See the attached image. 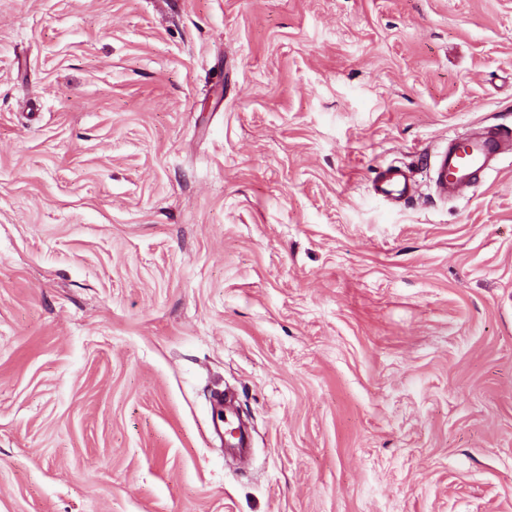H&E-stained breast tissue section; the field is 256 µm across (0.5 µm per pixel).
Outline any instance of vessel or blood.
Listing matches in <instances>:
<instances>
[{"label":"vessel or blood","mask_w":512,"mask_h":512,"mask_svg":"<svg viewBox=\"0 0 512 512\" xmlns=\"http://www.w3.org/2000/svg\"><path fill=\"white\" fill-rule=\"evenodd\" d=\"M512 154V127L498 124L480 129L469 136H450L442 152L435 156L430 179L439 198H456L474 186L480 178L497 171L502 160ZM416 182L410 170L387 165L379 170L372 189L383 198L401 201L412 198ZM218 406L215 428L225 435L229 448H244L248 437L237 425L234 400L227 395L216 396Z\"/></svg>","instance_id":"obj_1"}]
</instances>
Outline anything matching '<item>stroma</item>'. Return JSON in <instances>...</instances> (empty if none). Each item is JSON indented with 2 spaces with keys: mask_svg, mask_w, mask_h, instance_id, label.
Instances as JSON below:
<instances>
[{
  "mask_svg": "<svg viewBox=\"0 0 512 512\" xmlns=\"http://www.w3.org/2000/svg\"><path fill=\"white\" fill-rule=\"evenodd\" d=\"M478 121L512 0H0V512H512V161L428 177ZM416 184L410 170L390 164L379 170L372 189L376 195L399 202L415 195ZM219 410L214 421L215 429L224 428L225 448H248V437L240 425H236V409L234 400L228 395L219 394L215 398Z\"/></svg>",
  "mask_w": 512,
  "mask_h": 512,
  "instance_id": "stroma-1",
  "label": "stroma"
}]
</instances>
